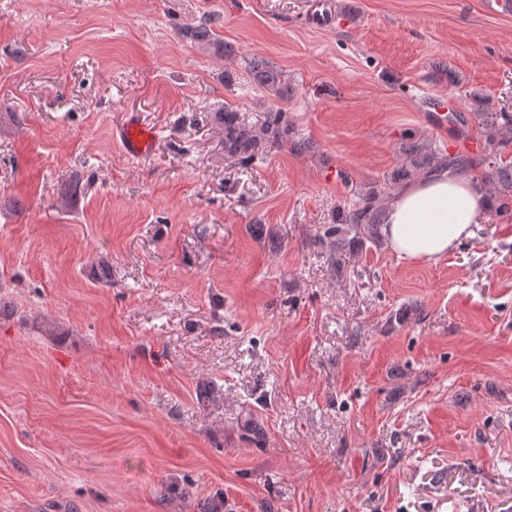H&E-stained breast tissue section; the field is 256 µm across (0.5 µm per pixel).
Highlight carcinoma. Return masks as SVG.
<instances>
[{
  "label": "carcinoma",
  "instance_id": "obj_1",
  "mask_svg": "<svg viewBox=\"0 0 512 512\" xmlns=\"http://www.w3.org/2000/svg\"><path fill=\"white\" fill-rule=\"evenodd\" d=\"M182 36L204 46L224 57L234 55V48L211 29L207 23L186 27ZM254 80L261 86L283 97L286 82L283 73L270 66L261 57L254 56L248 63ZM224 122V154L235 157L244 165L250 164L255 156L258 141L265 137L282 138L288 135L285 113L280 108L269 109L265 124L259 128L250 127L240 113L230 107L220 113ZM477 127L483 138V151L491 156L499 146L512 141L511 112H477L474 114ZM478 164L467 155H444L424 145H413L406 150L405 166L397 170L384 189L371 188L357 194L348 212L342 214L341 223L332 228L328 235L334 238L336 258L343 256L346 237L353 233L363 239L377 242L381 225L384 224L385 208L391 198V191L412 171H437L445 168L456 174H470ZM476 180L490 187V196L496 202L495 212L501 216H512V165L492 166L476 175Z\"/></svg>",
  "mask_w": 512,
  "mask_h": 512
}]
</instances>
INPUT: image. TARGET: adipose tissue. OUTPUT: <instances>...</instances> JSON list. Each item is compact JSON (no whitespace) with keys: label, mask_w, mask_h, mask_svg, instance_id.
Wrapping results in <instances>:
<instances>
[{"label":"adipose tissue","mask_w":512,"mask_h":512,"mask_svg":"<svg viewBox=\"0 0 512 512\" xmlns=\"http://www.w3.org/2000/svg\"><path fill=\"white\" fill-rule=\"evenodd\" d=\"M491 200L479 187L445 174L415 180L386 209L382 235L400 259L439 260L473 235Z\"/></svg>","instance_id":"ef3b65f1"}]
</instances>
